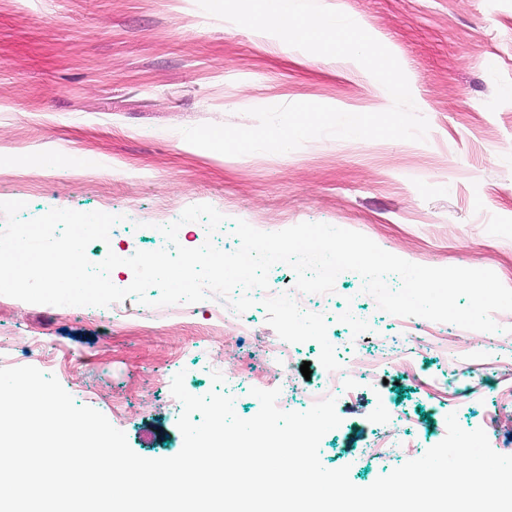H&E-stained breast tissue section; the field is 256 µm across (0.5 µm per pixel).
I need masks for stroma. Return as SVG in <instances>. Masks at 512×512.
<instances>
[{"label":"stroma","instance_id":"1","mask_svg":"<svg viewBox=\"0 0 512 512\" xmlns=\"http://www.w3.org/2000/svg\"><path fill=\"white\" fill-rule=\"evenodd\" d=\"M321 2L395 55L429 122L425 141L322 137L282 154L210 157L181 128L251 127V108L298 102L382 112L392 99L355 61L291 47L197 0H0V201L25 202V219L53 208L120 216L109 242L88 245L91 257L127 241L159 249L140 224L208 204L226 218L219 241L228 251L239 245L238 219L265 232L325 223L415 264L491 270L512 288V0ZM55 155L71 165L50 167ZM362 287L347 271L335 293L310 301L347 370L322 464L369 486L440 443L451 413L512 455V402L501 397L512 388V312L493 313L499 332H480L388 314ZM144 310L131 297L121 317L78 314L57 343L38 346L36 305L2 297L0 368L54 375L146 458L182 448L171 393L179 372L189 393L219 388L245 419L260 408L255 388L279 390L281 410H303L262 360L275 335L262 305L250 308L245 335L217 323L206 300L171 320ZM350 311L368 315L373 333L354 338ZM383 344L408 353L411 373L356 362ZM390 428L394 453L363 455Z\"/></svg>","mask_w":512,"mask_h":512}]
</instances>
